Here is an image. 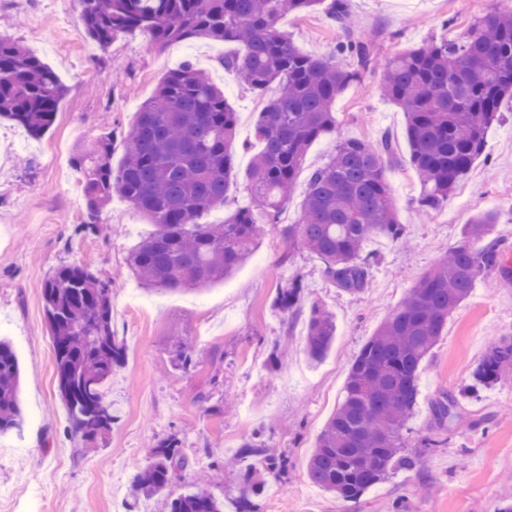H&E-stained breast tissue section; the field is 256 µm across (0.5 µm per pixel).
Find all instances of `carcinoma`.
<instances>
[{
  "label": "carcinoma",
  "mask_w": 512,
  "mask_h": 512,
  "mask_svg": "<svg viewBox=\"0 0 512 512\" xmlns=\"http://www.w3.org/2000/svg\"><path fill=\"white\" fill-rule=\"evenodd\" d=\"M86 35L101 49L121 35L143 34L162 50L173 43L207 39L234 43L221 60L268 99L255 122L259 148L247 178L270 221L288 202L304 156L319 137L336 129L333 104L374 60L370 45L351 35L344 0L327 9L346 36L329 57L298 50L279 21L315 11L323 0H77ZM382 91L402 112L410 164L427 210L440 207L485 148L488 128L512 99V9L488 13L458 39H430L391 58ZM67 88L59 75L15 41L0 36V117L39 136L52 125ZM237 116L224 91L200 68L185 62L168 72L135 113L125 152L112 165L113 133L104 132L73 152L83 176L87 220L99 224L102 210L118 195L155 225L127 256V265L147 290L200 291L232 275L257 247L260 222L250 206L222 224L200 222L224 203L235 177L232 144ZM391 140L379 146L343 138L336 152L309 178L299 223L285 229L291 245L319 258L327 280L347 294L369 283L364 244L378 236L399 239L385 178ZM492 212L466 224L463 240L411 289L404 302L354 356L341 401L325 423L307 462L309 479L336 499L358 501L397 470L417 468L401 432L418 404L421 366L436 345L449 315L468 297L474 281L500 264L499 250L471 243L486 238ZM301 284L279 290L277 305L294 309ZM44 312L55 354L57 391L71 431L94 441L115 416L102 388L126 358L112 331V289L89 270H60L43 288ZM336 322L311 306L308 356L317 361L333 344ZM512 365V342L490 350L476 372L480 383L502 378ZM20 366L11 343L0 339V434L21 431ZM437 418H458L452 394L436 402ZM241 457L256 458L236 498V512H249L260 484L257 469L278 475L282 463L262 445L244 443ZM186 461L171 445L157 448L133 477L135 492H165ZM170 512H224V500L207 486L172 500Z\"/></svg>",
  "instance_id": "1"
}]
</instances>
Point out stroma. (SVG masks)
<instances>
[{
	"mask_svg": "<svg viewBox=\"0 0 512 512\" xmlns=\"http://www.w3.org/2000/svg\"><path fill=\"white\" fill-rule=\"evenodd\" d=\"M356 33L372 42L376 61L338 97L335 133L308 150L294 190L275 223L262 227L253 255L232 276L197 292L146 291L129 273L131 247L153 230L123 198L104 209L97 230L86 219L77 146L103 131L124 137L138 106L160 79L184 61L206 71L237 114L232 145L238 176L223 205L203 221L220 224L254 205L245 173L257 147L254 124L264 101L224 69L233 44L205 40L157 50L147 37L127 35L100 50L84 34L75 0H0V36L51 66L68 87L50 129L35 138L0 122V336L19 360L21 434L0 435V512H126L131 478L155 448L175 439L187 465L169 491L141 501L142 512H169L172 498L194 485L211 463L237 455L254 434L265 451L288 460L254 495L255 512H344L306 471L317 437L341 397L351 359L374 336L419 279L462 239L467 222L492 210L500 254L512 249V102L491 125L484 153L442 206L417 204L420 187L409 162L405 118L380 93L384 64L430 38L455 39L480 16L512 9V0H348ZM281 27L300 51L331 54L340 32L325 11L284 17ZM390 136L397 157L386 173L404 241L366 242L371 283L361 294L335 288L321 262L289 248L286 226L301 216L311 173L339 138L379 144ZM81 266L112 289V327L127 348L125 363L104 389L117 420L88 449L74 434L56 388L55 356L42 288L60 269ZM303 285L299 310L280 313V288ZM336 320V339L318 362L306 352L312 305ZM195 338L193 363L179 366V338ZM512 341V271H486L453 312L419 376L416 413L403 432L420 457L417 470L398 471L370 489L353 512H491L512 501V368L492 386L474 372L498 342ZM458 398L460 418L438 422L433 405Z\"/></svg>",
	"mask_w": 512,
	"mask_h": 512,
	"instance_id": "35a3bbf8",
	"label": "stroma"
}]
</instances>
